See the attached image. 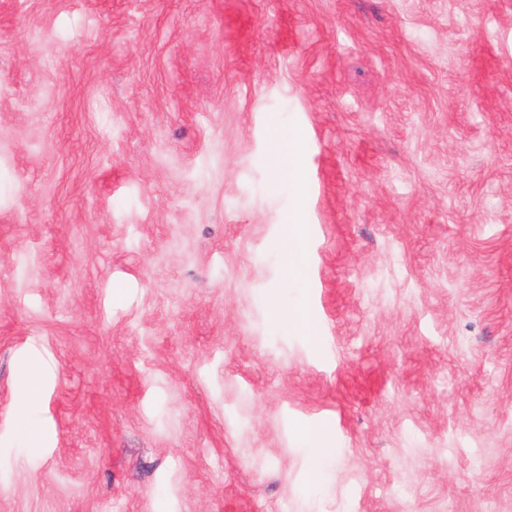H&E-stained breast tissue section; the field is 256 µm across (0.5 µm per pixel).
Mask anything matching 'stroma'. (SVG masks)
Wrapping results in <instances>:
<instances>
[{
  "mask_svg": "<svg viewBox=\"0 0 512 512\" xmlns=\"http://www.w3.org/2000/svg\"><path fill=\"white\" fill-rule=\"evenodd\" d=\"M0 512H512V0H0ZM273 146L269 160L273 181L279 183L288 180L297 194L300 193L302 137L296 132L288 131L277 136ZM288 223L281 241V247L284 250V255L288 257V261L291 262L294 255L306 242L307 224L302 221L300 203L288 218Z\"/></svg>",
  "mask_w": 512,
  "mask_h": 512,
  "instance_id": "obj_1",
  "label": "stroma"
}]
</instances>
